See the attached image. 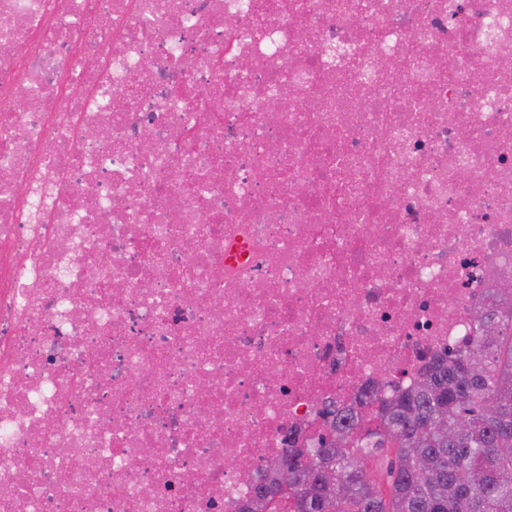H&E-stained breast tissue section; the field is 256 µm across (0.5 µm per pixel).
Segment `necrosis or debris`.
I'll list each match as a JSON object with an SVG mask.
<instances>
[{
	"label": "necrosis or debris",
	"mask_w": 512,
	"mask_h": 512,
	"mask_svg": "<svg viewBox=\"0 0 512 512\" xmlns=\"http://www.w3.org/2000/svg\"><path fill=\"white\" fill-rule=\"evenodd\" d=\"M506 284L512 0H0V512H241Z\"/></svg>",
	"instance_id": "1"
}]
</instances>
